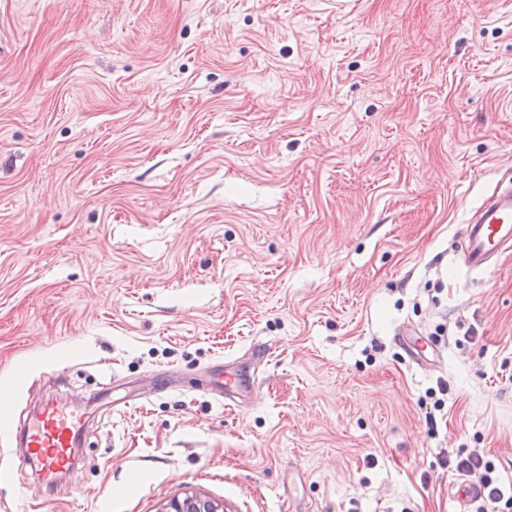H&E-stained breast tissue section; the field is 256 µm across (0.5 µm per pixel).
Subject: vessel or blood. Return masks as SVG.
<instances>
[{
  "instance_id": "1",
  "label": "vessel or blood",
  "mask_w": 512,
  "mask_h": 512,
  "mask_svg": "<svg viewBox=\"0 0 512 512\" xmlns=\"http://www.w3.org/2000/svg\"><path fill=\"white\" fill-rule=\"evenodd\" d=\"M512 249V189L494 188L467 220L462 244L469 267L484 269ZM85 417L49 401L16 428V436L46 485H54L81 443Z\"/></svg>"
}]
</instances>
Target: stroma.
Instances as JSON below:
<instances>
[{"label":"stroma","instance_id":"35a3bbf8","mask_svg":"<svg viewBox=\"0 0 512 512\" xmlns=\"http://www.w3.org/2000/svg\"><path fill=\"white\" fill-rule=\"evenodd\" d=\"M511 182L512 0H0V512L512 487V253L456 249ZM78 399L46 488L12 433ZM455 469L460 472L478 475L479 481L485 489L486 495L483 502L486 505L496 504L504 498L503 490L492 476L494 466L480 454L470 452L465 456H457ZM481 484L474 480L457 482L455 496L463 502L472 499H481L483 497V487Z\"/></svg>","mask_w":512,"mask_h":512}]
</instances>
